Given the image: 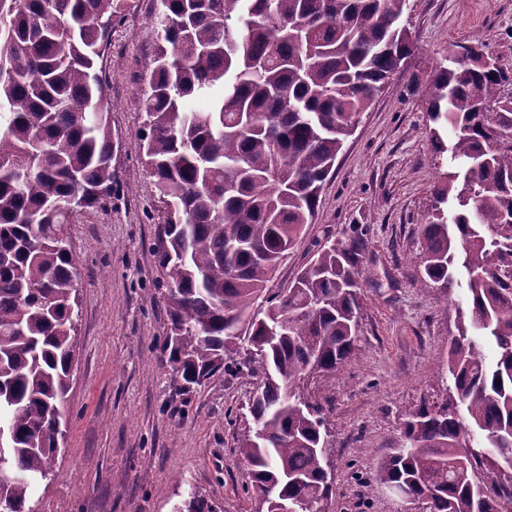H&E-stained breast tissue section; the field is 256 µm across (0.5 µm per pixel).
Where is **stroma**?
<instances>
[{
  "mask_svg": "<svg viewBox=\"0 0 512 512\" xmlns=\"http://www.w3.org/2000/svg\"><path fill=\"white\" fill-rule=\"evenodd\" d=\"M159 0H124L98 65L112 133L111 199L77 210L67 237L77 260L76 367L63 404L67 423L56 473L41 482L34 512H173L190 492L220 512H246V469L235 449L249 418L254 378L218 373L185 395L158 349L167 331L165 277L152 251L162 208L138 154L147 64L159 42ZM416 47L338 155L307 225L269 286L286 288L316 243L362 236L357 351L306 388L326 401L334 512H418L372 479L401 442L403 421L441 402L448 342L468 290L419 281V222L436 183L426 101L430 76L454 45L481 40L512 72V0H408L401 18ZM240 415L229 424L228 415Z\"/></svg>",
  "mask_w": 512,
  "mask_h": 512,
  "instance_id": "stroma-1",
  "label": "stroma"
}]
</instances>
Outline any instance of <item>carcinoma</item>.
<instances>
[{"label":"carcinoma","mask_w":512,"mask_h":512,"mask_svg":"<svg viewBox=\"0 0 512 512\" xmlns=\"http://www.w3.org/2000/svg\"><path fill=\"white\" fill-rule=\"evenodd\" d=\"M407 0H160L162 44L148 64L139 152L164 224L168 279L160 346L188 393L217 372L259 380L236 453L251 512H332L324 407L304 392L355 353L362 244H317L288 288H266L303 227L362 112L415 49ZM122 0H0V500L33 512L54 475L75 364L77 272L68 203L112 194L115 149L96 68ZM434 69L431 142L451 164L422 218V282L470 303L448 347L452 386L402 426L373 479L424 512H508L512 484L478 475L512 458L511 82L476 40ZM208 96L206 111L190 107ZM491 343L494 362L483 354ZM241 359H231L239 353ZM179 512H217L194 495Z\"/></svg>","instance_id":"1"}]
</instances>
